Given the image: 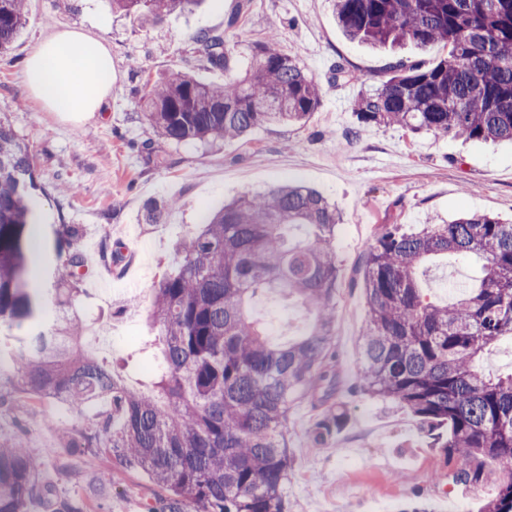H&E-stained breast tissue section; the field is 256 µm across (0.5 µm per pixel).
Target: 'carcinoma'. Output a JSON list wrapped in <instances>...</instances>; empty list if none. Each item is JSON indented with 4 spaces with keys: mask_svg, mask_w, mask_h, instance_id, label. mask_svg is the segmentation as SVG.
Here are the masks:
<instances>
[{
    "mask_svg": "<svg viewBox=\"0 0 512 512\" xmlns=\"http://www.w3.org/2000/svg\"><path fill=\"white\" fill-rule=\"evenodd\" d=\"M202 0H112V8L160 23ZM338 24L373 46L443 44L448 57L389 68L361 95L362 125H397L465 140L512 142V0H333ZM27 21L23 0H0V54ZM197 52L224 70V83L174 73L143 95L148 121L169 141L241 139L258 126L304 123L321 92L296 57L268 40L240 56L221 33L195 37ZM38 185L28 153L0 120V351L15 389L79 413L109 400L91 432L74 442L110 453L148 474L168 494V512H286L288 412L311 395L323 411L322 444L345 425L333 372L339 267L333 251L342 216L299 183L245 195L207 215L175 248L174 268L153 288L157 365L142 387L123 365L83 346L87 330L69 314L83 293L87 263L77 224L55 229L66 250L53 287L30 285V222ZM146 206L144 220L162 223ZM484 260L479 284L440 304L423 296L417 273L433 255ZM368 326L362 336V391L393 400L435 435L437 447L466 467L454 484H478L485 460L509 466L508 479L481 512H512V374L493 376L479 362L512 337V224L473 215L448 224H380L361 261ZM260 292L295 298L310 330L287 342L268 336L247 314ZM39 491L36 464L20 439L0 444V512H26Z\"/></svg>",
    "mask_w": 512,
    "mask_h": 512,
    "instance_id": "1",
    "label": "carcinoma"
}]
</instances>
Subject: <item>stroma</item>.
<instances>
[{"label": "stroma", "instance_id": "35a3bbf8", "mask_svg": "<svg viewBox=\"0 0 512 512\" xmlns=\"http://www.w3.org/2000/svg\"><path fill=\"white\" fill-rule=\"evenodd\" d=\"M236 27H229L232 15ZM27 23L12 49L0 55V118L30 150L43 188L32 221L34 274L44 278L59 264L53 227H82L80 248L89 273L77 314L88 336L110 333L112 355L125 359L129 380L143 379L152 365L147 350L158 334L149 318L152 288L171 268L176 241L208 210L245 193L302 182L334 202L344 222L334 252L340 268L336 290L333 366L343 380L339 397L347 427L328 444H315L316 412L310 399L288 414V512H403L427 504L432 512H479L507 474L491 460L487 479L454 485L447 477L461 458L435 448L422 422L395 403L358 387L360 339L367 326L356 270L379 224H434L465 213L512 221V146L465 142L398 126H360L359 95L376 87L390 66L438 62L446 49L403 45L375 50L347 38L332 0H207L193 13L172 14L151 26L135 14L113 10L110 0H27ZM103 39L112 52V93L103 108L76 122L50 112L26 93L22 67L35 43L63 27ZM203 30L225 35L246 50L275 40L297 56L319 82L321 102L305 124L263 125L248 138L173 143L158 136L138 101L149 81L181 71L206 83H223L195 50ZM355 72L350 83H333L336 65ZM177 199L162 223L148 224L144 207ZM479 264L451 255L429 261L423 279L428 299L445 302L441 276L475 284ZM250 315L280 340L302 335L309 314L282 295H257ZM99 405L75 414L62 403L0 405V437L21 435L41 463L38 480L47 495L28 512H53L62 498L84 512H125L141 503L160 512L164 491L140 471L119 467L111 455L72 447L67 430H90Z\"/></svg>", "mask_w": 512, "mask_h": 512}]
</instances>
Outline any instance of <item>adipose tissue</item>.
I'll return each instance as SVG.
<instances>
[{
	"mask_svg": "<svg viewBox=\"0 0 512 512\" xmlns=\"http://www.w3.org/2000/svg\"><path fill=\"white\" fill-rule=\"evenodd\" d=\"M25 88L48 110L79 118L98 111L112 90V54L101 40L55 31L26 57Z\"/></svg>",
	"mask_w": 512,
	"mask_h": 512,
	"instance_id": "1",
	"label": "adipose tissue"
}]
</instances>
